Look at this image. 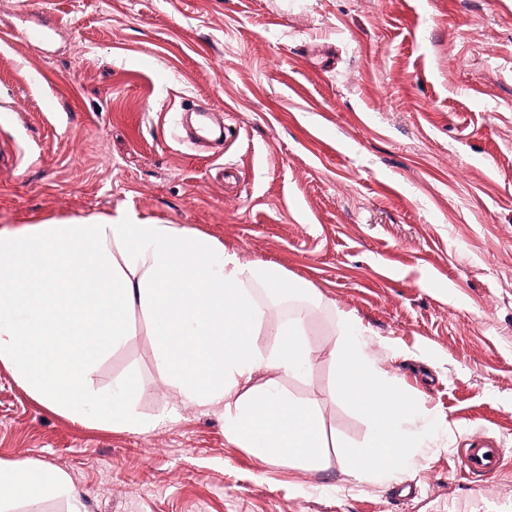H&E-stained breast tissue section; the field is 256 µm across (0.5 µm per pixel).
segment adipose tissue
Instances as JSON below:
<instances>
[{
	"label": "adipose tissue",
	"instance_id": "adipose-tissue-1",
	"mask_svg": "<svg viewBox=\"0 0 512 512\" xmlns=\"http://www.w3.org/2000/svg\"><path fill=\"white\" fill-rule=\"evenodd\" d=\"M325 302L276 267L242 261L215 238L128 210L58 224L0 227V365L50 409L146 433L137 390L106 392L94 376L121 349L141 313L166 385L185 403L223 410L224 432L260 460L307 471L328 465L318 405L284 387L314 367L312 325ZM332 400L372 425L368 441L337 463L354 478L398 480L421 445L405 427L412 401L386 378L338 315ZM271 333L273 345L260 343ZM78 499L66 472L32 460L0 461V507L16 498Z\"/></svg>",
	"mask_w": 512,
	"mask_h": 512
}]
</instances>
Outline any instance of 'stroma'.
Segmentation results:
<instances>
[{"label":"stroma","instance_id":"1","mask_svg":"<svg viewBox=\"0 0 512 512\" xmlns=\"http://www.w3.org/2000/svg\"><path fill=\"white\" fill-rule=\"evenodd\" d=\"M42 28L0 48V143L24 155L0 166V225L130 209L302 279L328 307L288 391L343 444L367 441L328 397L334 316L351 314L425 445L408 500L334 464H267L220 410L180 403L136 314L95 382L129 381L139 413L170 417L144 434L74 421L0 365V460L64 470L81 512H483L478 484L512 498V0H0V30ZM188 102L223 113V145L178 137ZM476 437L504 448L501 475L461 476Z\"/></svg>","mask_w":512,"mask_h":512}]
</instances>
